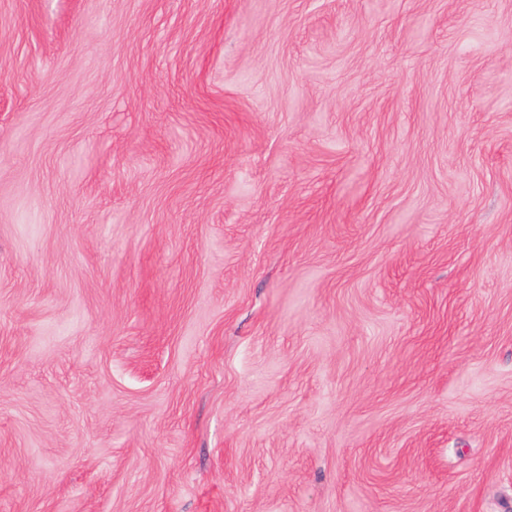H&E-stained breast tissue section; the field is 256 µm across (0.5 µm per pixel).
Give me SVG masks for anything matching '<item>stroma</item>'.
Segmentation results:
<instances>
[{
  "label": "stroma",
  "instance_id": "stroma-1",
  "mask_svg": "<svg viewBox=\"0 0 512 512\" xmlns=\"http://www.w3.org/2000/svg\"><path fill=\"white\" fill-rule=\"evenodd\" d=\"M0 512H512V0H0Z\"/></svg>",
  "mask_w": 512,
  "mask_h": 512
}]
</instances>
